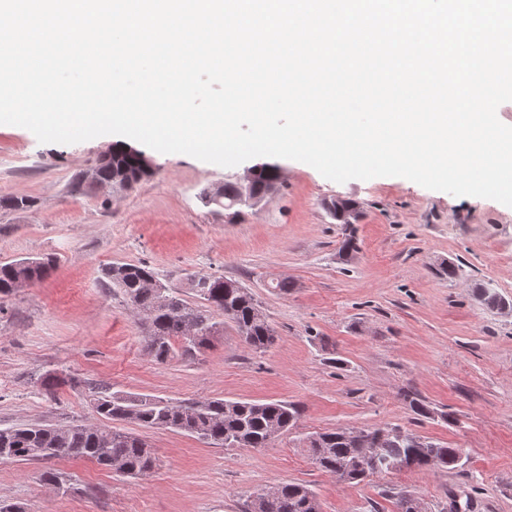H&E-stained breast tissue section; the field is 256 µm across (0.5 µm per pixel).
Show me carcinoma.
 Instances as JSON below:
<instances>
[{
    "label": "carcinoma",
    "mask_w": 512,
    "mask_h": 512,
    "mask_svg": "<svg viewBox=\"0 0 512 512\" xmlns=\"http://www.w3.org/2000/svg\"><path fill=\"white\" fill-rule=\"evenodd\" d=\"M138 160L129 145L114 147L94 168L97 181L110 183L118 177L138 178ZM279 176L277 166L262 163L254 168L252 191L265 194ZM223 207L233 210L243 205L236 182L227 181L223 188ZM356 203L336 199L329 205L330 213L341 224H349ZM53 260L15 261L0 264V295L13 293L18 285L43 278ZM102 286L117 290L131 310L145 320L144 348L157 363H166L179 356L200 354L209 349L221 335L225 321L232 322L243 342L255 351H264L276 340L253 296L237 282L221 276L202 275L194 278L191 287L205 304L194 306L169 288H150L159 282L155 271L144 263H117L102 270ZM483 305L492 310L504 306L503 299L489 288H477ZM92 406L99 419L127 421L142 428H165L184 432L213 445L267 448L276 439L275 426L297 422L299 409L288 402L233 401L203 399L198 407H187L171 400L153 396H117L106 390L92 395ZM415 433L380 440L379 466L370 475L392 472L389 464L405 461L415 469H453L458 465L455 449L433 440L425 447L414 446ZM320 442L307 445L312 461L321 460L319 468L336 476L343 483L363 481L358 470L360 449L343 438L342 429L319 434ZM0 448L7 449L0 460L42 461L53 458H84L105 468L117 466L121 475L138 478L157 458L153 449L138 435L112 429L107 425L88 428L86 425L52 427L28 424L0 430ZM251 512H320V504L306 485L289 482L273 491L257 493Z\"/></svg>",
    "instance_id": "obj_1"
}]
</instances>
